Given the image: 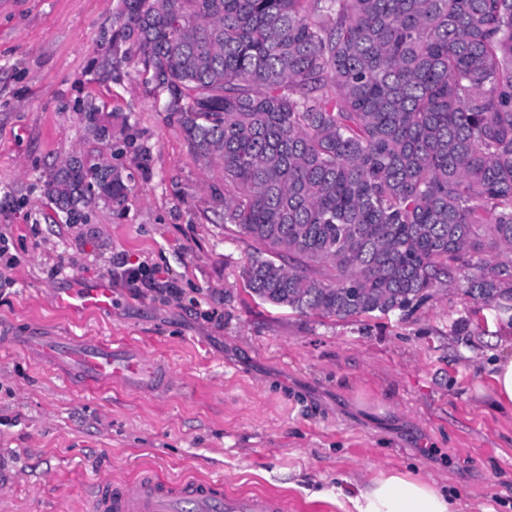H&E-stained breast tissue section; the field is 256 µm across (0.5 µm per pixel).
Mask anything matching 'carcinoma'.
I'll list each match as a JSON object with an SVG mask.
<instances>
[{
	"mask_svg": "<svg viewBox=\"0 0 512 512\" xmlns=\"http://www.w3.org/2000/svg\"><path fill=\"white\" fill-rule=\"evenodd\" d=\"M130 64L263 302L404 320L446 287L512 323V0H119L97 81ZM46 187L73 218L131 192L80 156Z\"/></svg>",
	"mask_w": 512,
	"mask_h": 512,
	"instance_id": "cac0c4a2",
	"label": "carcinoma"
}]
</instances>
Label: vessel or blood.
Here are the masks:
<instances>
[{
  "mask_svg": "<svg viewBox=\"0 0 512 512\" xmlns=\"http://www.w3.org/2000/svg\"><path fill=\"white\" fill-rule=\"evenodd\" d=\"M57 308L80 318L112 308V287L102 283L85 290L58 291ZM6 347L19 348L57 371L69 384L90 391L115 386L151 394L172 391L175 380L157 362L125 340L90 338L30 326L8 337ZM91 512H288L285 499L274 495H231L208 479L171 482L145 470L128 480L92 483Z\"/></svg>",
  "mask_w": 512,
  "mask_h": 512,
  "instance_id": "b4317fda",
  "label": "vessel or blood"
}]
</instances>
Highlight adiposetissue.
Here are the masks:
<instances>
[{
	"label": "adipose tissue",
	"mask_w": 512,
	"mask_h": 512,
	"mask_svg": "<svg viewBox=\"0 0 512 512\" xmlns=\"http://www.w3.org/2000/svg\"><path fill=\"white\" fill-rule=\"evenodd\" d=\"M352 512H456L454 501L435 483L410 473L383 471L351 489H338Z\"/></svg>",
	"instance_id": "adipose-tissue-1"
}]
</instances>
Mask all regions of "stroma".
Here are the masks:
<instances>
[{
  "label": "stroma",
  "mask_w": 512,
  "mask_h": 512,
  "mask_svg": "<svg viewBox=\"0 0 512 512\" xmlns=\"http://www.w3.org/2000/svg\"><path fill=\"white\" fill-rule=\"evenodd\" d=\"M116 5L0 0V233L15 259L0 324L130 339L170 365L176 388L92 392L23 351L0 354V512H77L93 479L144 468L280 494L290 512H345L344 480L412 471L453 491L458 512H512V410L494 408L489 367L512 356V325L448 291L404 322L253 296L252 246L225 234L212 168L133 69L95 81ZM92 103L126 117L120 152L89 129ZM74 155L131 175L124 206L91 204L78 221L56 209L45 182ZM123 259L157 287L112 280ZM107 280L111 310L83 322L51 303ZM462 319L469 335H453Z\"/></svg>",
  "instance_id": "35a3bbf8"
}]
</instances>
